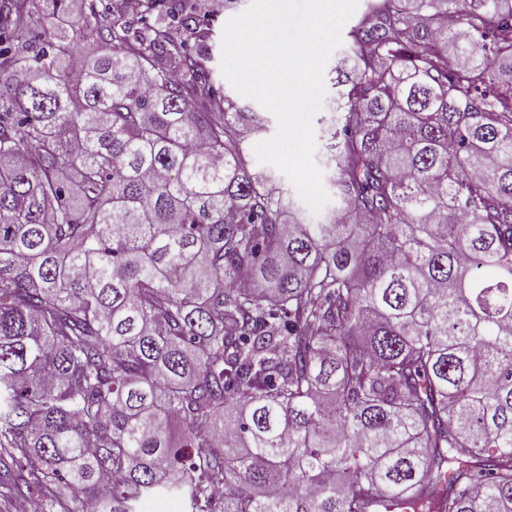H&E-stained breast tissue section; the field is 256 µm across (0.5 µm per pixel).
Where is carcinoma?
Masks as SVG:
<instances>
[{"label":"carcinoma","mask_w":512,"mask_h":512,"mask_svg":"<svg viewBox=\"0 0 512 512\" xmlns=\"http://www.w3.org/2000/svg\"><path fill=\"white\" fill-rule=\"evenodd\" d=\"M211 31L184 0H0L17 487L52 512H512V0H371L333 68L324 224L251 169L262 118L214 82Z\"/></svg>","instance_id":"carcinoma-1"}]
</instances>
